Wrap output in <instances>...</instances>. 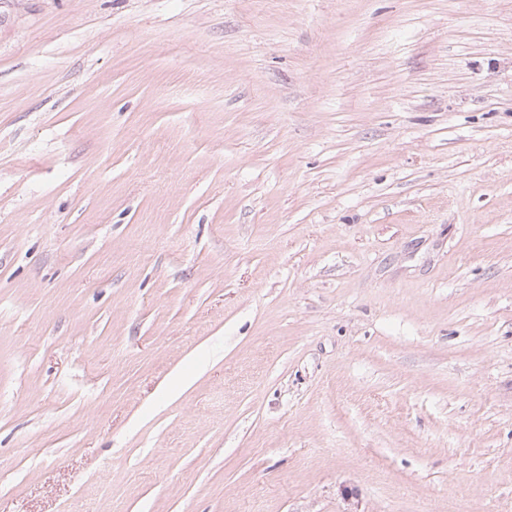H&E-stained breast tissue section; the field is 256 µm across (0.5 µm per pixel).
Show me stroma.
I'll list each match as a JSON object with an SVG mask.
<instances>
[{
  "mask_svg": "<svg viewBox=\"0 0 512 512\" xmlns=\"http://www.w3.org/2000/svg\"><path fill=\"white\" fill-rule=\"evenodd\" d=\"M0 512H512V0H0Z\"/></svg>",
  "mask_w": 512,
  "mask_h": 512,
  "instance_id": "stroma-1",
  "label": "stroma"
}]
</instances>
